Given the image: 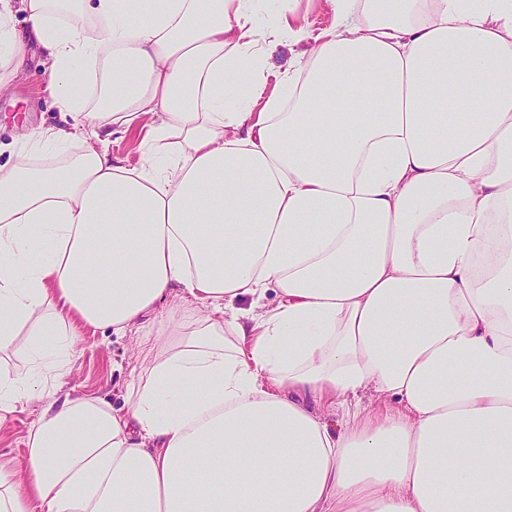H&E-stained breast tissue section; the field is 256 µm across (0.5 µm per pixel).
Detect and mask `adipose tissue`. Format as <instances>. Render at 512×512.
<instances>
[{
  "mask_svg": "<svg viewBox=\"0 0 512 512\" xmlns=\"http://www.w3.org/2000/svg\"><path fill=\"white\" fill-rule=\"evenodd\" d=\"M329 2L267 95L290 0H0L61 115L0 166V512H512V0ZM144 138L143 132L129 133L122 138L115 139L113 137L112 153L121 158H125L132 165H135L140 160V144ZM77 331V350L72 357L66 387H75L77 393L89 397L108 393L113 406H121L129 372L138 365V342L143 333L114 336L106 332L104 335L83 326H77ZM33 415L19 412L0 423V455L21 458Z\"/></svg>",
  "mask_w": 512,
  "mask_h": 512,
  "instance_id": "ef3b65f1",
  "label": "adipose tissue"
}]
</instances>
